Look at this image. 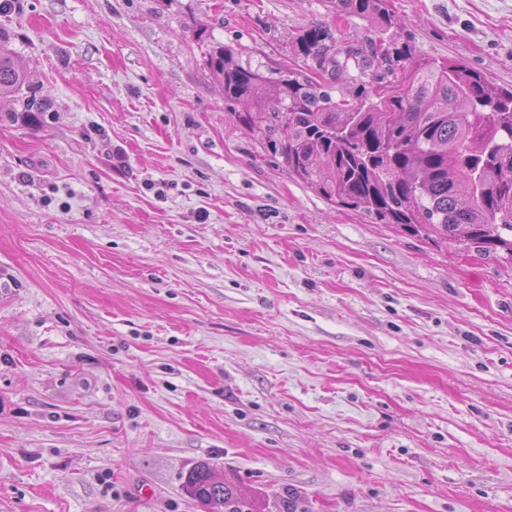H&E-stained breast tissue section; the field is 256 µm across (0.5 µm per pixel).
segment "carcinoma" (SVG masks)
<instances>
[{
  "label": "carcinoma",
  "instance_id": "cac0c4a2",
  "mask_svg": "<svg viewBox=\"0 0 512 512\" xmlns=\"http://www.w3.org/2000/svg\"><path fill=\"white\" fill-rule=\"evenodd\" d=\"M334 4L383 32L395 26L388 0ZM293 51L307 70L281 67L275 80L237 63L230 47L210 57L234 121L258 134L289 176L380 224L512 259V86L461 64L439 66L393 39L371 40L363 55L338 45L320 21L295 38ZM351 59L362 79L334 97L331 86L346 79ZM26 80L1 42L0 94ZM187 490L208 512H251L206 463L189 474Z\"/></svg>",
  "mask_w": 512,
  "mask_h": 512
}]
</instances>
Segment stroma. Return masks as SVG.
I'll list each match as a JSON object with an SVG mask.
<instances>
[{
  "label": "stroma",
  "mask_w": 512,
  "mask_h": 512,
  "mask_svg": "<svg viewBox=\"0 0 512 512\" xmlns=\"http://www.w3.org/2000/svg\"><path fill=\"white\" fill-rule=\"evenodd\" d=\"M398 41L512 85V0H389ZM325 0H8L0 512H512V261L330 203L209 67L296 64ZM40 101L39 109L25 102ZM27 75L14 62L11 50L0 43V94L15 93L26 83ZM187 490L209 512H254L229 481L218 479L209 464H201L188 476Z\"/></svg>",
  "instance_id": "35a3bbf8"
}]
</instances>
